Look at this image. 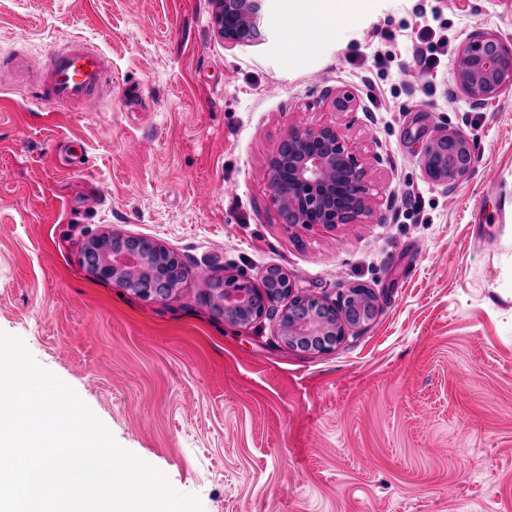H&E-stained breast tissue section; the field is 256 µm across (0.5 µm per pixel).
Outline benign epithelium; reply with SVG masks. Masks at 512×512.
Returning a JSON list of instances; mask_svg holds the SVG:
<instances>
[{
	"label": "benign epithelium",
	"instance_id": "1",
	"mask_svg": "<svg viewBox=\"0 0 512 512\" xmlns=\"http://www.w3.org/2000/svg\"><path fill=\"white\" fill-rule=\"evenodd\" d=\"M215 22L224 40L232 44H250L265 40L258 17L261 0H219ZM456 84L476 106L497 97L512 83V49L500 38L483 31L471 33L460 46L455 62ZM425 174L432 181L455 187L468 177L476 163L471 140L459 131H448L432 138L422 152ZM272 198L278 209H288L296 223L321 224L334 228L353 224L368 214L369 188L365 169L350 152L344 136L336 129H290L282 137L268 164ZM130 243L132 236L119 232L91 238L87 248L100 257L91 273L101 280L127 283V274L140 268L145 260L137 251L111 248L108 240ZM281 280L277 301H288L280 319V332L293 347L304 343L327 351L346 335V326H354L351 312L361 310L369 300V315L376 310V297L365 288H352L337 304L315 302V308L298 322L291 308L305 299L296 295V287L281 271L269 268L262 281ZM219 312L234 325H246L263 316L253 311L248 289L228 288L219 303Z\"/></svg>",
	"mask_w": 512,
	"mask_h": 512
}]
</instances>
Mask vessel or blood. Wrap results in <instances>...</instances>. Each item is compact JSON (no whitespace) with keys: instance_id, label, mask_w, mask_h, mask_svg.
Here are the masks:
<instances>
[{"instance_id":"obj_1","label":"vessel or blood","mask_w":512,"mask_h":512,"mask_svg":"<svg viewBox=\"0 0 512 512\" xmlns=\"http://www.w3.org/2000/svg\"><path fill=\"white\" fill-rule=\"evenodd\" d=\"M111 69L112 62L102 50L81 40L69 41L38 71L36 100L63 107L89 104Z\"/></svg>"}]
</instances>
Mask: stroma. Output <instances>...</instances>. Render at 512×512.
I'll return each mask as SVG.
<instances>
[{
  "mask_svg": "<svg viewBox=\"0 0 512 512\" xmlns=\"http://www.w3.org/2000/svg\"><path fill=\"white\" fill-rule=\"evenodd\" d=\"M217 10L0 0V53L29 67L0 76V330L204 512H512V86L477 107L453 60L431 77L414 59L434 19L453 45L512 47V0H371L297 40L293 0H264L248 45L225 43ZM75 38L112 73L45 120L32 73ZM321 127L370 194L333 230L284 223L267 172L289 129ZM443 131L477 155L451 189L421 160ZM112 231L174 253L180 287L152 300L95 278L85 244ZM272 266L324 303L368 289L376 313L320 352L287 345L283 303L244 327L208 303L205 277Z\"/></svg>",
  "mask_w": 512,
  "mask_h": 512,
  "instance_id": "35a3bbf8",
  "label": "stroma"
}]
</instances>
